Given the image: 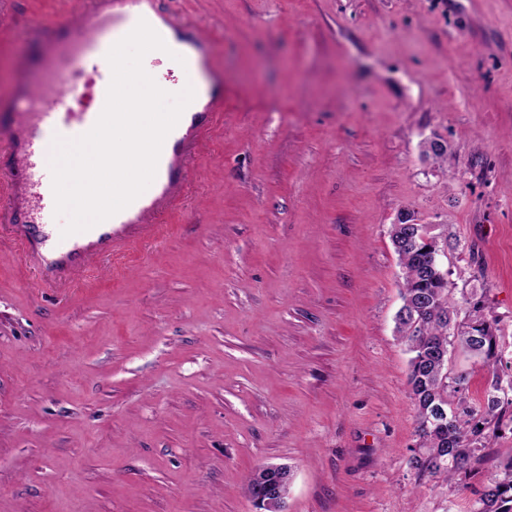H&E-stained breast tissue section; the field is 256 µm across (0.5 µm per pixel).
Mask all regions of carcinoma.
I'll use <instances>...</instances> for the list:
<instances>
[{
    "label": "carcinoma",
    "mask_w": 512,
    "mask_h": 512,
    "mask_svg": "<svg viewBox=\"0 0 512 512\" xmlns=\"http://www.w3.org/2000/svg\"><path fill=\"white\" fill-rule=\"evenodd\" d=\"M390 234L403 279L396 332L411 353L408 384L417 416L418 446L408 463L420 478L442 479L450 492L465 490L467 480L482 475L492 440L506 428L512 432V377L500 374V327L484 314L485 288L472 295L467 321L454 320L448 280L434 259L437 239L425 225L407 217ZM457 346L489 368L482 400L469 399L470 373L446 367ZM470 512H512V459L484 476Z\"/></svg>",
    "instance_id": "carcinoma-1"
}]
</instances>
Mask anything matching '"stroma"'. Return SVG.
<instances>
[{"mask_svg":"<svg viewBox=\"0 0 512 512\" xmlns=\"http://www.w3.org/2000/svg\"><path fill=\"white\" fill-rule=\"evenodd\" d=\"M224 112L152 238L47 282L0 223V512H466L408 465L394 332L403 214L446 240L459 314L489 291L512 356V0H174ZM0 0V111L34 85ZM441 141L446 160L428 152ZM287 475L288 482L290 477V470H285V467H279L277 470L272 472L273 483L278 492L282 495L287 493ZM267 486L265 490L256 498V503L260 508L257 512H287L286 510V498L282 499L279 493L275 490H271Z\"/></svg>","mask_w":512,"mask_h":512,"instance_id":"obj_1","label":"stroma"}]
</instances>
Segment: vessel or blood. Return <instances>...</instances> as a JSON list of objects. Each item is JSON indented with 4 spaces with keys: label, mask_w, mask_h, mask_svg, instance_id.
Listing matches in <instances>:
<instances>
[{
    "label": "vessel or blood",
    "mask_w": 512,
    "mask_h": 512,
    "mask_svg": "<svg viewBox=\"0 0 512 512\" xmlns=\"http://www.w3.org/2000/svg\"><path fill=\"white\" fill-rule=\"evenodd\" d=\"M151 16L192 48L203 49L197 26L161 9L159 0H86L76 25L40 27L42 44L34 64L39 71H51L52 77L38 88L20 86L14 110L0 114V140L23 174L22 179L7 181V222L16 223L21 213L34 217L54 211L48 136L55 133L72 140L95 125L112 77L108 51L118 32H130L139 20ZM223 110L222 97H209L202 109L192 110L187 126L166 136L152 194L137 197L86 231L55 238L49 247L37 225L23 226L21 234L47 280L62 282L73 269L111 255L128 242L130 233L153 235L157 227L150 224V216L161 201L174 200L185 183L184 155L207 139Z\"/></svg>",
    "instance_id": "1"
}]
</instances>
